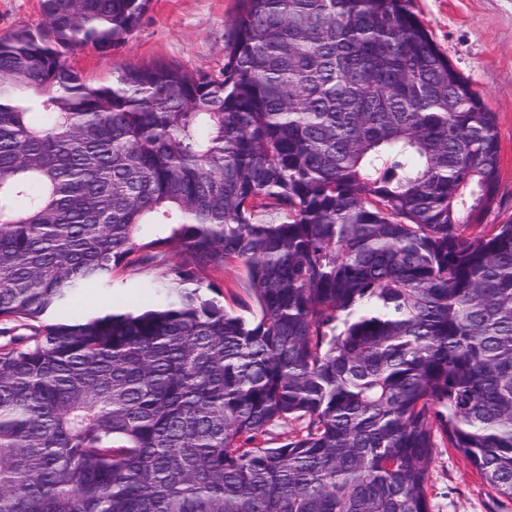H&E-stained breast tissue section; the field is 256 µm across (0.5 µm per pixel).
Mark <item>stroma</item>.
Returning a JSON list of instances; mask_svg holds the SVG:
<instances>
[{"instance_id":"stroma-1","label":"stroma","mask_w":512,"mask_h":512,"mask_svg":"<svg viewBox=\"0 0 512 512\" xmlns=\"http://www.w3.org/2000/svg\"><path fill=\"white\" fill-rule=\"evenodd\" d=\"M452 66L496 114L501 151V202L487 222L512 213V0H411ZM237 0H151L139 27L109 54L86 47L72 55L75 70L92 85L111 83L124 64H166L191 73L216 74ZM19 26L44 27L40 0H0V35ZM147 268L117 270L111 289L88 290L72 305L83 312L134 310L150 304ZM226 309L247 316L256 303L246 267L234 262L216 279ZM431 512H512V500L490 489L477 471L447 445L435 448L429 465Z\"/></svg>"}]
</instances>
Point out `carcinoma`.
Here are the masks:
<instances>
[{"instance_id": "1", "label": "carcinoma", "mask_w": 512, "mask_h": 512, "mask_svg": "<svg viewBox=\"0 0 512 512\" xmlns=\"http://www.w3.org/2000/svg\"><path fill=\"white\" fill-rule=\"evenodd\" d=\"M149 2L0 36V512H430L440 441L512 499L495 113L409 0H239L219 73L82 83ZM126 267L162 299L68 306ZM220 286V299L226 309L243 316H250L256 310V303L248 286L246 267L238 262L224 268V274L214 278Z\"/></svg>"}]
</instances>
